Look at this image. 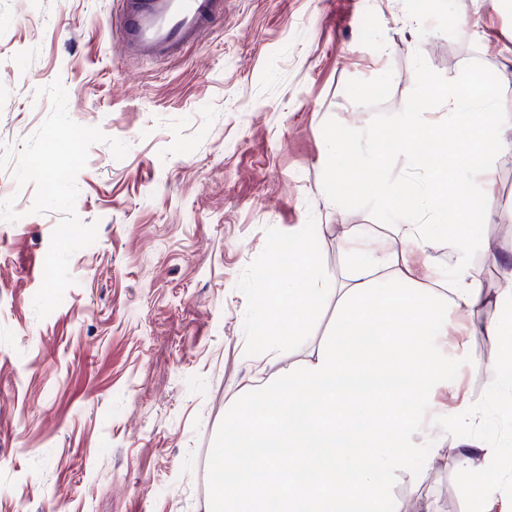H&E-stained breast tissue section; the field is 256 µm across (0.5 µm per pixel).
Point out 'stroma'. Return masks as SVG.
Here are the masks:
<instances>
[{
  "label": "stroma",
  "mask_w": 512,
  "mask_h": 512,
  "mask_svg": "<svg viewBox=\"0 0 512 512\" xmlns=\"http://www.w3.org/2000/svg\"><path fill=\"white\" fill-rule=\"evenodd\" d=\"M115 0H0V512H204L275 241L374 213L332 132L394 141L479 72L512 114V0H224L175 61L131 60ZM490 297L512 228L478 224ZM438 462L406 508L472 512Z\"/></svg>",
  "instance_id": "1"
}]
</instances>
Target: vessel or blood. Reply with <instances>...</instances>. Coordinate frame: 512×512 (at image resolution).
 <instances>
[{"label": "vessel or blood", "mask_w": 512, "mask_h": 512, "mask_svg": "<svg viewBox=\"0 0 512 512\" xmlns=\"http://www.w3.org/2000/svg\"><path fill=\"white\" fill-rule=\"evenodd\" d=\"M224 13V0H118L114 29L132 59L169 60L197 44Z\"/></svg>", "instance_id": "b4317fda"}]
</instances>
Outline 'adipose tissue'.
Segmentation results:
<instances>
[{
    "instance_id": "obj_1",
    "label": "adipose tissue",
    "mask_w": 512,
    "mask_h": 512,
    "mask_svg": "<svg viewBox=\"0 0 512 512\" xmlns=\"http://www.w3.org/2000/svg\"><path fill=\"white\" fill-rule=\"evenodd\" d=\"M473 74L432 97L444 120L404 121L395 149L420 173L407 181L379 179L388 152L374 139L331 134L329 157L353 155L332 170L341 183L367 181L378 207L405 216L378 232L351 226L341 242L346 270L335 282L319 239L292 235L281 246L287 271L263 278L255 296L260 355L248 385L229 399L224 438L208 463L205 512H403L395 480L436 459L483 477L475 512H512L489 463L498 455L480 437L488 412L512 405V310L487 308L486 290L468 269L477 246L468 233L479 218L512 223L500 209L493 175L512 161V118L492 92H473ZM458 255L452 276L420 272L432 236ZM336 302L327 336L294 367L282 352L306 336L324 300ZM487 336L498 347L483 362L488 388L472 400L449 376L437 337ZM441 419L457 441L421 449L426 422Z\"/></svg>"
}]
</instances>
